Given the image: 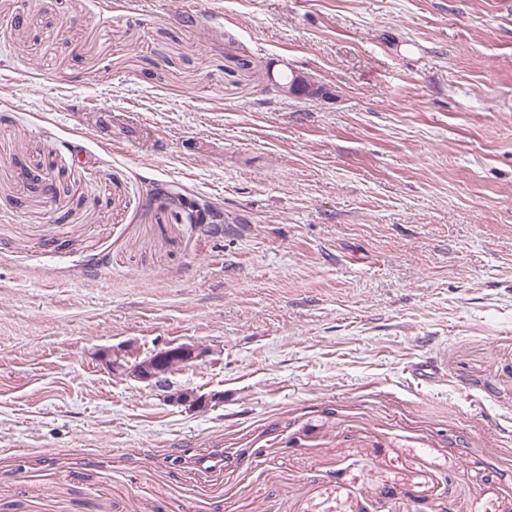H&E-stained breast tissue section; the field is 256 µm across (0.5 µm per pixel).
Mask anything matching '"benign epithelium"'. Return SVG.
I'll use <instances>...</instances> for the list:
<instances>
[{
	"instance_id": "7a95c632",
	"label": "benign epithelium",
	"mask_w": 512,
	"mask_h": 512,
	"mask_svg": "<svg viewBox=\"0 0 512 512\" xmlns=\"http://www.w3.org/2000/svg\"><path fill=\"white\" fill-rule=\"evenodd\" d=\"M305 85L308 86V91L314 98H326L330 95L326 86L308 82V76L300 72L294 73V83L288 86L279 85L277 91L282 95L292 96L296 87ZM210 353V349L198 344L181 343L168 345L149 357L133 363H124L120 358L115 357L108 361V365L117 374L149 383L157 390L166 393V398L173 403L187 404L192 408H203L209 403L208 396L173 390L169 376L192 363L206 358Z\"/></svg>"
}]
</instances>
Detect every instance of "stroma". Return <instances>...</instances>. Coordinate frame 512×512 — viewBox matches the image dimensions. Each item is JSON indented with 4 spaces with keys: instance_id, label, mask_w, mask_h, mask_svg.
Segmentation results:
<instances>
[{
    "instance_id": "stroma-1",
    "label": "stroma",
    "mask_w": 512,
    "mask_h": 512,
    "mask_svg": "<svg viewBox=\"0 0 512 512\" xmlns=\"http://www.w3.org/2000/svg\"><path fill=\"white\" fill-rule=\"evenodd\" d=\"M0 512H512V0H0ZM275 79H276V82L281 85H288L293 82V79H295L294 83L292 85L290 84L288 86H281V85L276 84L277 91L281 95L293 96L294 89L296 88V86H305V85L308 86V91L314 98H326V97H329V95H330V91L326 86L319 84V83H309L308 76H306L300 72H295L294 75H293L292 70H289V73L281 72L277 75V78H275ZM209 348L195 343L167 345L143 360L124 363L118 356L108 361L114 373L133 377L147 382L152 387L166 393L165 397L173 403L187 404L194 408H203L210 402L206 395L193 392L173 391L169 376L210 355Z\"/></svg>"
}]
</instances>
